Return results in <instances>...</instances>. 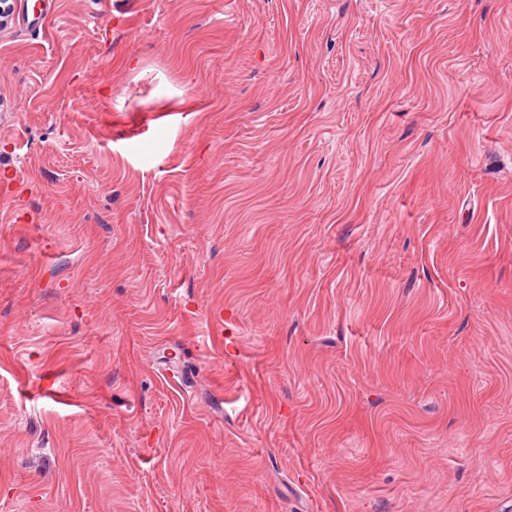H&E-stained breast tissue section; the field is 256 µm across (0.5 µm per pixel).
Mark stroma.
Here are the masks:
<instances>
[{
  "label": "stroma",
  "instance_id": "1",
  "mask_svg": "<svg viewBox=\"0 0 512 512\" xmlns=\"http://www.w3.org/2000/svg\"><path fill=\"white\" fill-rule=\"evenodd\" d=\"M0 512H512V0L0 28Z\"/></svg>",
  "mask_w": 512,
  "mask_h": 512
}]
</instances>
